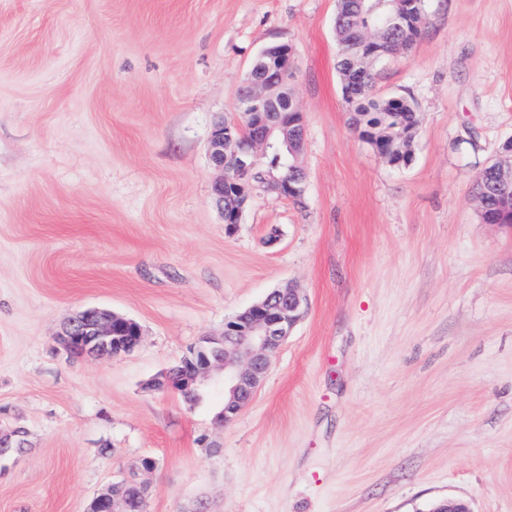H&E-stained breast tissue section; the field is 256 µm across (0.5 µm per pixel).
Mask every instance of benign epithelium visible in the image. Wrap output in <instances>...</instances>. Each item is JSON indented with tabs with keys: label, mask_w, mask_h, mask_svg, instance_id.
<instances>
[{
	"label": "benign epithelium",
	"mask_w": 512,
	"mask_h": 512,
	"mask_svg": "<svg viewBox=\"0 0 512 512\" xmlns=\"http://www.w3.org/2000/svg\"><path fill=\"white\" fill-rule=\"evenodd\" d=\"M421 19L418 0H411L407 10L390 17L396 30L418 25ZM277 87L262 76H252L248 93L239 101L238 111L251 112L263 103L271 112H295L292 95L276 96ZM274 147L269 135H253L237 140L227 134L226 126L214 125L208 145L212 166L221 172L213 186V195L224 204V181L227 169L247 183L251 192L266 190L267 177L259 158ZM308 299L297 288L276 290L224 323L223 335L205 336L183 358L186 368L177 391L187 397L211 383L224 387L222 421H232L249 402L254 390L265 377L270 354L288 340L297 324L306 315ZM60 335L65 347L76 355L117 356L132 350L140 341L142 331L133 319L102 308L77 311L63 325ZM90 512H124L121 503L112 500L111 489L98 494ZM429 512H471L457 499L435 502Z\"/></svg>",
	"instance_id": "7a95c632"
}]
</instances>
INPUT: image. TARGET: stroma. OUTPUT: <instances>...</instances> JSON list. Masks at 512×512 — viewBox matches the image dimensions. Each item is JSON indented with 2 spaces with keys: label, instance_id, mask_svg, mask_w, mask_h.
I'll use <instances>...</instances> for the list:
<instances>
[{
  "label": "stroma",
  "instance_id": "1",
  "mask_svg": "<svg viewBox=\"0 0 512 512\" xmlns=\"http://www.w3.org/2000/svg\"><path fill=\"white\" fill-rule=\"evenodd\" d=\"M337 0H0V512H86L155 458L148 512H512V224L475 179L512 139V0H430L425 33L375 64L418 106L396 168L354 131ZM294 51L295 202L227 226L213 126L261 52ZM309 310L251 402L219 424L160 386L202 337L274 290ZM99 307L140 343L76 357ZM59 336H63L65 347L73 354L117 356L132 350L142 331L131 318L107 309L86 308L72 314Z\"/></svg>",
  "mask_w": 512,
  "mask_h": 512
}]
</instances>
